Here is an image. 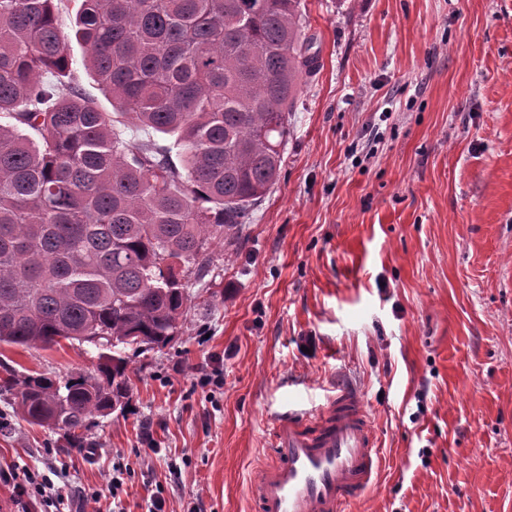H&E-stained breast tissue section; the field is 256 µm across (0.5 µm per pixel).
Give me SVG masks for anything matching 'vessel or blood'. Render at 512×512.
Instances as JSON below:
<instances>
[{
	"mask_svg": "<svg viewBox=\"0 0 512 512\" xmlns=\"http://www.w3.org/2000/svg\"><path fill=\"white\" fill-rule=\"evenodd\" d=\"M377 432L363 397L346 388L317 409L277 420L249 493L258 512H350L374 484Z\"/></svg>",
	"mask_w": 512,
	"mask_h": 512,
	"instance_id": "1",
	"label": "vessel or blood"
}]
</instances>
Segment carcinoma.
Masks as SVG:
<instances>
[{
	"label": "carcinoma",
	"mask_w": 512,
	"mask_h": 512,
	"mask_svg": "<svg viewBox=\"0 0 512 512\" xmlns=\"http://www.w3.org/2000/svg\"><path fill=\"white\" fill-rule=\"evenodd\" d=\"M111 99L79 90L58 25ZM301 0H0V345L99 350L94 375H9L24 421L84 444L125 411L131 356L181 330L187 278L277 183L320 67ZM130 123L168 137L126 141Z\"/></svg>",
	"instance_id": "cac0c4a2"
}]
</instances>
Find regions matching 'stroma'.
I'll use <instances>...</instances> for the list:
<instances>
[{
  "mask_svg": "<svg viewBox=\"0 0 512 512\" xmlns=\"http://www.w3.org/2000/svg\"><path fill=\"white\" fill-rule=\"evenodd\" d=\"M320 69L288 114L277 184L208 273L170 345L133 357L131 410L80 448L0 395V512H257L275 421L355 386L377 482L352 512H512V0H302ZM217 362L224 386L198 387ZM61 342L0 347V379L96 371ZM151 431L154 442L142 441Z\"/></svg>",
  "mask_w": 512,
  "mask_h": 512,
  "instance_id": "1",
  "label": "stroma"
}]
</instances>
